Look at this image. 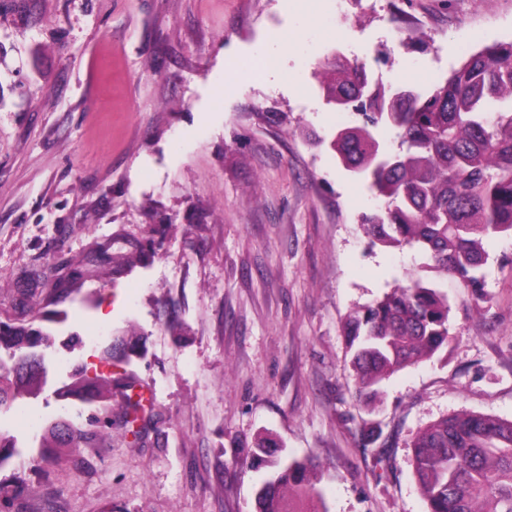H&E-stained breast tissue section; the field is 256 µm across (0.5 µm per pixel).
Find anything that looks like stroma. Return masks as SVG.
<instances>
[{"label":"stroma","instance_id":"stroma-1","mask_svg":"<svg viewBox=\"0 0 512 512\" xmlns=\"http://www.w3.org/2000/svg\"><path fill=\"white\" fill-rule=\"evenodd\" d=\"M510 40L512 0H0V321L27 318L17 289L61 282L41 310L55 355L153 399L140 439L116 392L111 437L1 466L15 512H254L238 460L260 437L318 463L322 512H427L413 437L459 412L512 420V238L488 246L483 303L436 274L447 349L365 412L342 323L424 258L369 248L379 201L327 146L355 117L320 66L339 51L424 86ZM98 323L95 348L68 347ZM132 331L140 356L115 357ZM71 375L51 367L24 406L82 410Z\"/></svg>","mask_w":512,"mask_h":512}]
</instances>
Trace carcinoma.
Here are the masks:
<instances>
[{
    "label": "carcinoma",
    "mask_w": 512,
    "mask_h": 512,
    "mask_svg": "<svg viewBox=\"0 0 512 512\" xmlns=\"http://www.w3.org/2000/svg\"><path fill=\"white\" fill-rule=\"evenodd\" d=\"M320 89L338 112L358 105L360 123L339 129L329 141L337 162L368 185L382 205L363 217L371 244L400 249L419 247L433 270L457 279L475 302L485 301L489 242L512 234V41L494 42L467 55L448 77L426 87L410 86L412 97L372 79L363 62L350 64L338 52L322 66ZM391 130L398 149L380 136ZM59 283L24 288L32 316L0 330V415L20 397L40 387L47 368L26 366L31 358L46 364L53 334L36 324L40 300L49 301ZM352 353L356 397L405 367L448 347V300L418 273L404 285L350 314L343 326ZM74 392L92 405L87 420L112 427L106 402L120 386L110 376L75 369ZM122 423L132 432V417L153 400L123 394ZM363 447L372 448L382 430L360 422ZM81 443L64 420L43 427L37 464L53 443ZM416 482L428 512H512V421L470 413L446 416L420 431L410 444ZM20 453L14 438L0 433V468ZM277 443L255 442L241 466L264 465L269 475L254 497L255 512H298L292 499L312 502L318 493L310 480L314 464L277 460Z\"/></svg>",
    "instance_id": "obj_1"
}]
</instances>
